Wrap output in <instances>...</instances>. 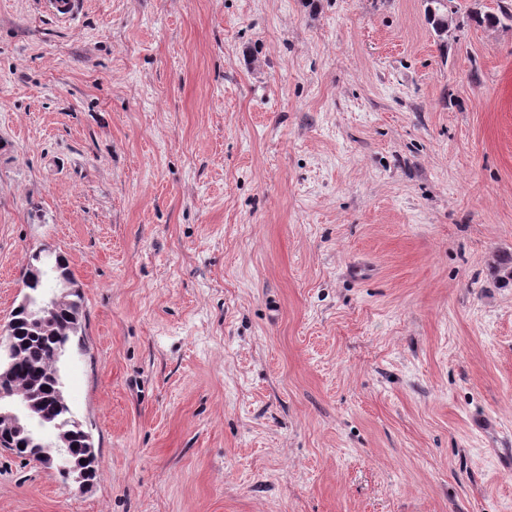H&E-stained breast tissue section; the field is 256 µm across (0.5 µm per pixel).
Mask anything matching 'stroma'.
<instances>
[{
  "label": "stroma",
  "instance_id": "obj_1",
  "mask_svg": "<svg viewBox=\"0 0 512 512\" xmlns=\"http://www.w3.org/2000/svg\"><path fill=\"white\" fill-rule=\"evenodd\" d=\"M500 2L0 0V324L63 254L99 465L0 512H512ZM448 1L450 0H425V12L428 21L439 36H448V27L453 24L455 18L448 16ZM434 10H432V8Z\"/></svg>",
  "mask_w": 512,
  "mask_h": 512
}]
</instances>
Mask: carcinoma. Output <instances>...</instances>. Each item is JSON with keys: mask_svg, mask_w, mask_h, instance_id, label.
<instances>
[{"mask_svg": "<svg viewBox=\"0 0 512 512\" xmlns=\"http://www.w3.org/2000/svg\"><path fill=\"white\" fill-rule=\"evenodd\" d=\"M428 21L438 35L448 34V0H425ZM471 19L478 25L495 27L502 21L512 22V8L501 6L499 13H477ZM47 269L58 279H70L67 259L44 249L29 256L27 268ZM24 286L35 299L28 309L14 308L5 335H0V361L12 363L13 376L9 381L14 400L24 405L30 401L39 405L41 416L36 421L43 429L57 430L62 441L48 448L41 435L29 430L16 438L24 446V459L40 463L50 455L72 463H79L87 455L89 434L76 422H70V408L62 390L60 375L61 352L83 349L79 336L80 322L71 314H80L81 295L74 292L67 296V303L56 312L42 318L39 301L46 288V279L36 280L25 272Z\"/></svg>", "mask_w": 512, "mask_h": 512, "instance_id": "carcinoma-1", "label": "carcinoma"}]
</instances>
